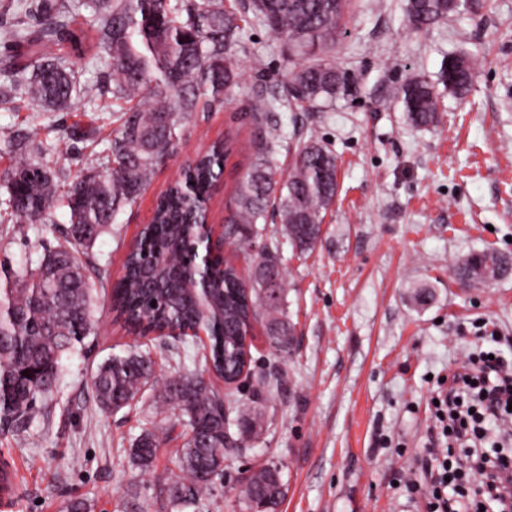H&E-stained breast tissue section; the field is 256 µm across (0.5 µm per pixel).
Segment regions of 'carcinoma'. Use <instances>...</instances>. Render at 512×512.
<instances>
[{
    "label": "carcinoma",
    "mask_w": 512,
    "mask_h": 512,
    "mask_svg": "<svg viewBox=\"0 0 512 512\" xmlns=\"http://www.w3.org/2000/svg\"><path fill=\"white\" fill-rule=\"evenodd\" d=\"M350 2L251 0L254 20L309 61L289 73L288 86L297 92L273 94L256 110L255 120L266 128L265 135L252 143L253 159L225 217L228 234L238 236L243 249L265 236L270 213L279 217L283 234L301 252L314 249L321 236L323 213L336 196V156L310 137L296 144L292 166L283 173L276 160L279 135L268 113L316 108L345 90L344 73L324 54L335 43ZM10 7L20 20L5 37L27 45L34 64L7 74V82L0 85L1 106L20 96L35 111L68 112L81 100L98 99V87L80 83L67 58L52 50L67 40L73 52H80L85 35L67 28L66 19L84 8L91 10L98 64L111 68L112 98L122 111L98 167L62 195L69 223L63 249H44V271L39 265L23 271L0 265V429L22 430L38 401L52 390L63 356L83 347L95 333L94 288L86 275L89 249L150 183L180 138L184 122L241 87L238 61L227 47L243 43L244 28L224 0H10ZM457 12L449 0H408L407 25L420 31ZM473 79L467 52L449 58L442 69L441 82L456 94L467 92ZM396 98L414 126L437 122L438 95L427 81L407 79ZM220 150L226 152L229 146L214 145L198 155L160 197L154 222L141 231L138 250L125 257L124 276L112 283V307L131 331L211 325L212 367L232 377L241 364L238 337L249 319L261 320L266 335L277 343L293 340L294 325L288 317L277 241L253 257L257 288L251 294L241 289L235 266L218 258L213 260L208 296L185 289L183 276L192 259L184 236L189 220L185 196L190 189L196 197L208 196ZM7 188L5 212L29 223L45 218L58 193L49 168L35 162L11 170ZM156 253L165 255L168 265L150 281L144 277L143 259ZM511 266L507 256L483 250L460 259L456 271L462 282L480 283L497 279ZM31 366L36 370L24 376ZM148 386L158 387V399L179 411L189 428L169 457L177 473L167 483L171 508L183 512L212 494L209 476L224 470V415L217 411L222 398L197 377L159 380L148 355L138 349L105 359L92 374V392L105 411L129 406ZM259 420L256 411L239 415L237 441L256 434ZM171 432L172 426L162 421L144 429L131 449V466L144 473L154 470ZM276 493L272 467L258 469L241 492L245 510L250 512L260 501L279 505Z\"/></svg>",
    "instance_id": "obj_1"
}]
</instances>
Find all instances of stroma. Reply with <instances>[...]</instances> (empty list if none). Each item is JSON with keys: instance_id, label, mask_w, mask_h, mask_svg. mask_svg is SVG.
Wrapping results in <instances>:
<instances>
[{"instance_id": "obj_1", "label": "stroma", "mask_w": 512, "mask_h": 512, "mask_svg": "<svg viewBox=\"0 0 512 512\" xmlns=\"http://www.w3.org/2000/svg\"><path fill=\"white\" fill-rule=\"evenodd\" d=\"M246 22L236 48L243 85L223 104L189 118L172 153L138 197L89 251L97 334L65 356L56 385L23 431H0V470L14 491L0 512H171L157 474L131 468L129 452L171 406L143 399L119 412L97 406L92 372L129 346L148 353L158 377L202 374L200 341L134 342L112 319L110 289L130 245L160 194L210 144L232 139L223 181L209 208L222 227L259 138L256 108L285 94L295 60L253 21L250 0H224ZM406 0H358L329 53L347 79L333 106L277 111L279 164L288 168L298 140L315 138L338 165L334 204L313 251L280 252L294 326L289 353L266 337L251 349V379L224 391L229 417L262 407L258 435L231 453L213 496L185 512H244V470L278 464L286 495L279 512H428L421 487L426 435L435 423L441 380L470 354L512 363V271L491 285L461 286L455 263L494 250L512 255V0H464L459 14L415 33ZM79 77L100 83L95 105L34 112L26 102L0 109V204L5 177L19 162L46 164L59 186L97 166L119 124L106 69L95 67L87 40ZM473 54L475 79L456 96L439 82L448 57ZM264 60L251 69L252 56ZM411 76L434 83L440 121L413 127L394 96ZM67 217L54 206L49 224H16L0 207V261L20 270L64 242ZM427 287V304L414 301Z\"/></svg>"}]
</instances>
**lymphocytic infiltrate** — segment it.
<instances>
[{
	"label": "lymphocytic infiltrate",
	"mask_w": 512,
	"mask_h": 512,
	"mask_svg": "<svg viewBox=\"0 0 512 512\" xmlns=\"http://www.w3.org/2000/svg\"><path fill=\"white\" fill-rule=\"evenodd\" d=\"M437 399L439 429L425 470L430 512H512L501 487L503 476H512V449L491 458L481 452L512 413V372L486 355L468 358ZM474 477L481 489L476 497L469 494Z\"/></svg>",
	"instance_id": "obj_1"
}]
</instances>
